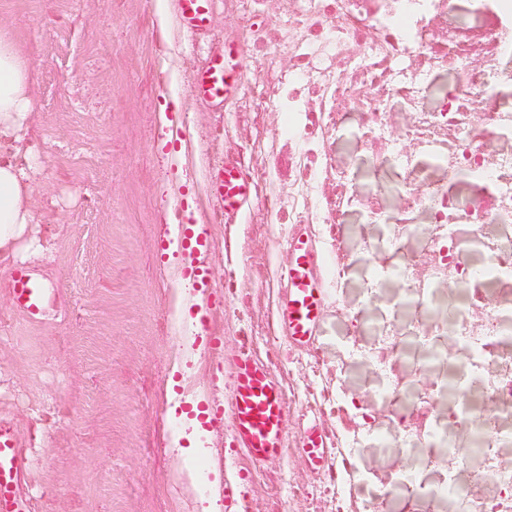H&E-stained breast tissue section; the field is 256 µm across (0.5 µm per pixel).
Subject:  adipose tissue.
I'll return each mask as SVG.
<instances>
[{
	"instance_id": "adipose-tissue-1",
	"label": "adipose tissue",
	"mask_w": 512,
	"mask_h": 512,
	"mask_svg": "<svg viewBox=\"0 0 512 512\" xmlns=\"http://www.w3.org/2000/svg\"><path fill=\"white\" fill-rule=\"evenodd\" d=\"M32 65L0 24V262L18 259L33 243V197L39 179L29 144Z\"/></svg>"
}]
</instances>
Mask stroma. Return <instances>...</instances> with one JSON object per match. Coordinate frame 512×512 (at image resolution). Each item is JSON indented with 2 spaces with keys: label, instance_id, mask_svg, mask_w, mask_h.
I'll return each instance as SVG.
<instances>
[{
  "label": "stroma",
  "instance_id": "obj_1",
  "mask_svg": "<svg viewBox=\"0 0 512 512\" xmlns=\"http://www.w3.org/2000/svg\"><path fill=\"white\" fill-rule=\"evenodd\" d=\"M210 36L160 25L156 0H0V22L34 64L32 140L40 162L34 197L36 256L26 267L55 290L39 322L17 312L0 265V415L33 438L30 485L36 512H199L202 497L232 512H364L367 490L385 493L402 475L406 440L448 413L446 397L401 412L383 392L392 322L413 310L401 281L380 275L387 241L398 263L418 271L424 242L395 236L393 217L424 225L420 205L403 208L404 173L389 152L410 150L420 113L436 111L448 68L423 64L411 31L351 0H213ZM243 48L242 80L213 111L190 92L208 53ZM415 89L413 102L400 96ZM383 98V137L375 152L363 138L367 101ZM178 113L189 132L186 172L174 174L158 127ZM234 159L256 191L235 223H217L206 190L210 169ZM375 201L340 207V179ZM215 242L204 338L221 348L185 347L178 257L169 239L179 200ZM315 236L331 270L315 354L294 352L275 320L288 264L291 225ZM267 363L287 406V456L252 464L231 448L230 416L205 422L200 455L188 454L186 425L175 439V403L231 407V364L240 346ZM334 441L355 440L350 463L369 489L310 475L296 449L308 407ZM372 426L362 429L361 414ZM457 435L438 452L425 482L448 469L469 484L479 462ZM456 466H449V456ZM219 482L191 485L194 462Z\"/></svg>",
  "mask_w": 512,
  "mask_h": 512
}]
</instances>
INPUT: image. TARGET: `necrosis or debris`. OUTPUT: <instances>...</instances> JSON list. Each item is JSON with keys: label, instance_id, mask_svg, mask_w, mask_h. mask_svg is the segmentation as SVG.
Instances as JSON below:
<instances>
[{"label": "necrosis or debris", "instance_id": "4bbe7bcc", "mask_svg": "<svg viewBox=\"0 0 512 512\" xmlns=\"http://www.w3.org/2000/svg\"><path fill=\"white\" fill-rule=\"evenodd\" d=\"M485 9L484 0H477L473 15L475 20L484 21L486 30L499 41L498 63L482 79L484 85L495 87L512 75V16L501 14L488 20L484 17ZM470 91L469 80L449 75L448 88L435 114L436 121H458L463 125L457 158L448 167L447 188L421 184L409 158L400 154L394 157L406 172L411 194L432 216L431 224L425 225L420 236L424 243L450 254L447 276L455 284L444 302L448 316L436 323L429 314L427 289L409 285L408 267L393 268L399 280L407 284L414 315L406 337H399L391 329L384 330L382 337L396 353L411 350L418 362L435 369L437 394H448L451 400L449 417L435 419L426 435L411 437L410 442L452 449L456 446L454 432L462 426L476 438V452L483 461L474 485L460 486L456 475L448 474L441 492L428 497L425 512H436L435 505L444 496L456 498L458 512H512V470L499 468L495 463L497 448L512 444V430L501 425L503 418H512V315L488 321L477 332L469 327L466 317L476 294L512 299V212L497 220L482 219L477 215L475 201L479 195L512 200V149L500 150L498 162L491 168L470 156L471 139L480 136L485 144L493 142L492 137L483 136L481 129L462 122L459 103ZM452 216L461 224H480L491 277H481L477 268L466 264L455 239L444 233L443 227ZM475 281L480 284L476 292L471 289ZM447 335L470 347L469 366L449 363L447 350L439 345L440 338ZM484 481L495 485L494 496L481 492L479 485Z\"/></svg>", "mask_w": 512, "mask_h": 512}]
</instances>
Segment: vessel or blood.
I'll return each instance as SVG.
<instances>
[{
  "mask_svg": "<svg viewBox=\"0 0 512 512\" xmlns=\"http://www.w3.org/2000/svg\"><path fill=\"white\" fill-rule=\"evenodd\" d=\"M212 13L213 0H174L177 27L208 34ZM240 54L241 49L235 44L224 45L211 53L192 77L193 95L212 107H223L241 79L236 64ZM169 121L163 140L171 148V168L176 171L189 159L190 140L177 116H170ZM207 189L218 201L228 224L236 220L253 196L252 181L231 160L209 172ZM177 222L181 263L174 275L190 282L197 297H204L213 281L208 258L214 241L195 224L188 209L179 211ZM287 250L288 271L285 286L277 295L276 322L291 346L305 349L313 343L320 325L330 270L304 228L292 229ZM8 292L12 304L34 321L50 299L41 278L26 267L10 271ZM231 414L233 442L245 449L253 461L266 462L285 455L282 390L268 366L245 352L234 361ZM300 455L314 473L325 472L330 467L333 441L317 421H309L305 427ZM30 468L31 450L16 424L0 419V512H33Z\"/></svg>",
  "mask_w": 512,
  "mask_h": 512,
  "instance_id": "obj_1",
  "label": "vessel or blood"
}]
</instances>
